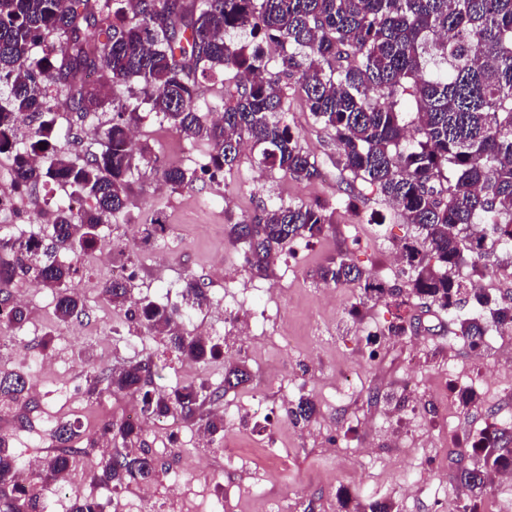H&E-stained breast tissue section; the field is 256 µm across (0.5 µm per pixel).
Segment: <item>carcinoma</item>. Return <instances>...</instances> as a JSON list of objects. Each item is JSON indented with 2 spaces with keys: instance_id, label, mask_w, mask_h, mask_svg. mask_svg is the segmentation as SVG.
<instances>
[{
  "instance_id": "cac0c4a2",
  "label": "carcinoma",
  "mask_w": 512,
  "mask_h": 512,
  "mask_svg": "<svg viewBox=\"0 0 512 512\" xmlns=\"http://www.w3.org/2000/svg\"><path fill=\"white\" fill-rule=\"evenodd\" d=\"M250 30L281 45L280 70L268 69L263 51L227 40ZM49 51L33 63L36 46ZM99 72L112 90L88 88L76 78ZM224 73L241 77L226 90L221 120L198 112L199 79ZM304 96L316 121L332 132L336 166L391 202L417 235L397 245L410 273V292L364 279L345 259L332 260L315 275L325 285L363 284L375 301L411 297L448 310L457 335L476 346L490 328L512 326V298L495 303L490 317L460 316L469 282L486 275L475 255L497 259L512 271V0H0V147L13 144L17 124L36 121L34 145L47 156L39 166L16 149L15 182L27 188L53 180L67 184L82 202L73 215L60 204L50 213L51 243H39L18 257L20 247L0 239V325L15 331L27 311L12 303L8 286L31 274L55 295V317L71 320L83 309L70 290L81 254L102 244L99 228L123 215L138 162L151 161L144 145L134 149L132 129L149 114L181 136L209 148L207 170L177 166L161 172L172 189L231 171L250 141L259 164L296 180L312 181L321 171L299 145L286 117L288 84ZM63 94L65 112L97 115L112 103L103 131L104 149L78 161L57 145L58 113L42 99L45 85ZM413 100L415 117L405 120L402 103ZM413 129L407 136V128ZM333 214L327 205L279 204L229 225V239L242 243L246 265L258 277L274 274L273 248L324 234ZM103 293L115 307H129L130 320L149 334L168 337L172 352L200 365L216 358V343L186 329L193 309L208 301L197 283H186L181 306L131 297L128 279L114 277ZM158 374L151 362L93 372L90 396L138 394L142 411L190 420L207 396L246 385L242 365L224 371V388L206 394L204 383L171 393L149 386ZM28 391L22 373L0 376V399L20 400ZM316 406L301 396L286 416L294 424L314 417ZM100 437L115 451L103 459L94 479L113 487L154 479L157 465L130 422L106 425ZM53 438L63 452L49 456L36 473L41 493L16 480L20 461L0 433V512H49L46 490L78 467L84 449L81 430L58 420ZM478 459L464 467L468 491L464 512L488 493L492 472L512 470V435L487 426L471 442Z\"/></svg>"
}]
</instances>
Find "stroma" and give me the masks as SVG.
Masks as SVG:
<instances>
[{
	"label": "stroma",
	"mask_w": 512,
	"mask_h": 512,
	"mask_svg": "<svg viewBox=\"0 0 512 512\" xmlns=\"http://www.w3.org/2000/svg\"><path fill=\"white\" fill-rule=\"evenodd\" d=\"M287 120L301 147L317 159L320 178L300 182L276 170L260 171L257 151L249 147L223 179H200L178 190L163 183L161 167L194 169L207 146L189 144L168 124H142L136 142L149 145L155 160L139 162L124 217L102 228L112 245V266L132 271L130 289L136 298L178 304L186 281L198 282L210 301L193 311L187 327L210 326L224 354L202 368L176 358L166 336L146 334L129 323L124 309L102 292L112 267L100 266L95 254L82 256L73 280L85 310L65 323L56 320L48 289L16 277L10 291L24 296L28 322L11 348L0 349V375L23 371L37 379L40 393L0 409V433L9 435L10 452L24 461L56 454L51 427L59 418L78 421L90 438L106 423L124 421L138 398L88 396L94 370L148 358L164 368L155 387L170 390L202 381L215 388L224 381L225 367L242 363L250 372L249 383L201 408L205 415L216 409L226 414L215 444L201 447L200 430L192 421L161 418L141 433L161 471L158 486L169 483L170 467L179 466L190 481L183 494L194 512H207L210 506L209 481L230 486L236 512H259L253 496L257 490L310 506L312 512H366L376 501L392 504L393 512H439L437 500L465 497L457 449H441L428 469L425 451L415 440L425 434L437 443L444 430L475 434L489 424L497 399L494 376L505 361L489 354L477 405L467 413L459 407L449 412L431 379L451 368L470 373L473 364L447 312L415 301L414 328L393 337L388 329L396 309L381 301L361 302L359 286L335 289L332 300H320L312 272L338 256L366 277L408 288L407 276L392 266L390 257L396 244L416 230L384 197L351 185L349 174L336 166L330 131L315 121L300 92L288 99ZM315 201L334 210L329 230L308 243L283 244L276 251L280 261L273 276H254L243 263V245L228 239V219L275 204ZM156 221L169 225L168 235L144 240V225ZM369 335L376 338L379 359L363 367L359 360ZM47 336L52 339L48 345L43 342ZM48 346L56 360L44 368L40 359ZM414 366L422 412L410 426L404 422L409 401L402 379ZM346 373L351 376L347 383L342 380ZM302 395L317 405L315 420L304 428L285 416L287 402ZM21 415L26 424L18 423ZM228 444L240 449V457L225 456ZM99 459L96 453L83 455L60 498L51 500L52 512H71L79 496L107 505L118 499L129 512H171L162 496L153 504L140 502L138 486L115 490L93 484L89 472Z\"/></svg>",
	"instance_id": "obj_1"
}]
</instances>
